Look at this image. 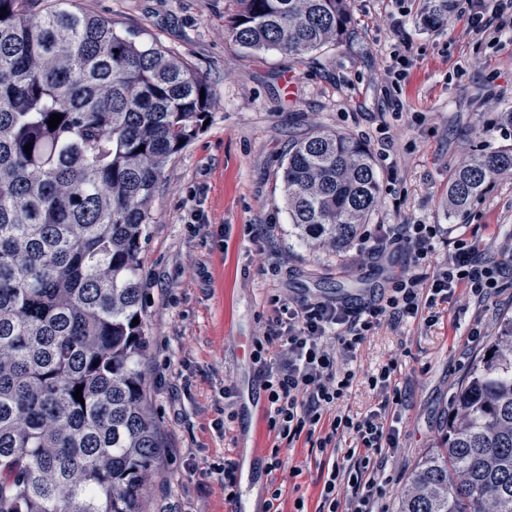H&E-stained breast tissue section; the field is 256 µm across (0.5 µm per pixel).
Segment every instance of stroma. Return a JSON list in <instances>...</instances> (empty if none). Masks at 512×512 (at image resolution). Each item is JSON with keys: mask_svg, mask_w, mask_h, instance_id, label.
Here are the masks:
<instances>
[{"mask_svg": "<svg viewBox=\"0 0 512 512\" xmlns=\"http://www.w3.org/2000/svg\"><path fill=\"white\" fill-rule=\"evenodd\" d=\"M421 0H352L346 39L302 58L256 54L234 43L226 23L236 0H76L120 34L179 57L215 91L210 122L164 168L142 243L152 408L163 430L144 512H264L271 485L284 512L296 495L316 508L323 484L310 446L279 448L252 341L275 299L344 301L390 293L410 266L406 248L372 254L354 241L335 253L292 233L282 171L291 139L315 129L365 142L380 180L371 224H439L429 264L466 234L487 258L512 264V175L498 178L467 215H448V179L477 144L512 147V45L470 32L464 9L447 24L417 22ZM405 77L385 81L392 55ZM403 107L393 111L389 98ZM205 224L208 234L195 232ZM433 321H383L358 346L357 373L338 411L362 416L378 394L367 375L397 360L399 445L387 450L383 502L397 512L412 471L438 444L452 396L505 318L512 278L486 297L456 290ZM231 399H224L225 388ZM249 474L241 500L224 496V463ZM301 467L293 476L292 467Z\"/></svg>", "mask_w": 512, "mask_h": 512, "instance_id": "obj_1", "label": "stroma"}]
</instances>
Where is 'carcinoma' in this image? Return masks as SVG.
Returning <instances> with one entry per match:
<instances>
[{"mask_svg": "<svg viewBox=\"0 0 512 512\" xmlns=\"http://www.w3.org/2000/svg\"><path fill=\"white\" fill-rule=\"evenodd\" d=\"M38 2L0 0V512H142L163 440L143 369L140 251L164 166L215 93L72 0ZM350 2L237 0L229 35L301 58L344 40ZM453 8L423 0L418 23L435 28ZM503 175L512 147H474L449 177V215ZM282 183L296 237L336 252L379 202L368 147L337 132L293 141ZM485 351L399 512H512V318Z\"/></svg>", "mask_w": 512, "mask_h": 512, "instance_id": "obj_1", "label": "carcinoma"}]
</instances>
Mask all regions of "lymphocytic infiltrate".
Masks as SVG:
<instances>
[{"instance_id":"lymphocytic-infiltrate-1","label":"lymphocytic infiltrate","mask_w":512,"mask_h":512,"mask_svg":"<svg viewBox=\"0 0 512 512\" xmlns=\"http://www.w3.org/2000/svg\"><path fill=\"white\" fill-rule=\"evenodd\" d=\"M467 8L471 31L490 43L512 30V0H468ZM436 234L431 224L377 225L372 251L382 253L400 242L413 254V270L396 278L389 297L342 303L286 300L253 342L267 392L268 428L276 439L310 441L322 452L337 438L351 441L327 469L318 512H381L379 500L388 482L383 452L399 444L398 428L386 421L390 404L400 401L389 392L396 362L369 378L381 397L377 409L359 418L336 410L355 376L350 359L357 347L385 318L417 319L423 308L447 301L462 286L486 295L506 274L502 264L463 237L454 241L446 261L420 273Z\"/></svg>"}]
</instances>
